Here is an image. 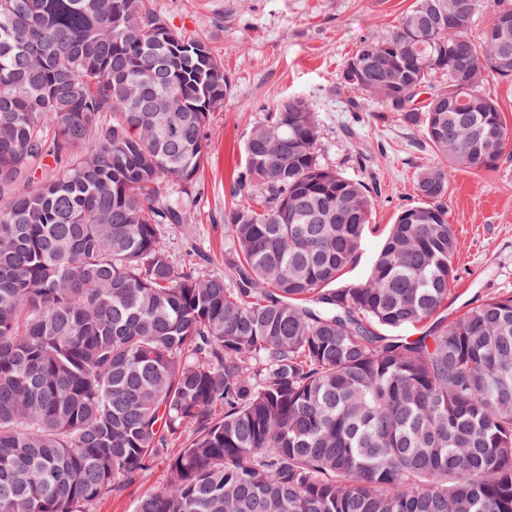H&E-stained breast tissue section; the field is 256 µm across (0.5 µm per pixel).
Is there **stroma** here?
Here are the masks:
<instances>
[{
    "label": "stroma",
    "instance_id": "obj_1",
    "mask_svg": "<svg viewBox=\"0 0 512 512\" xmlns=\"http://www.w3.org/2000/svg\"><path fill=\"white\" fill-rule=\"evenodd\" d=\"M175 30L206 37L224 61L232 94L212 112L206 127L207 159L190 190L168 188L185 215L161 228V240L181 264L203 259L204 269L224 276L234 243L224 214L238 200L231 193L251 128L277 102L300 97L315 112L322 165L378 189L361 258L351 278L362 277L398 210L418 201L415 181L439 159L421 133L395 118L372 119L348 111L338 83L362 41H382L414 0H151ZM448 222L457 237L459 279L448 296L456 316L487 296L512 292V157L492 170L448 169ZM165 463L135 483L97 501L91 512H131L135 501L163 486Z\"/></svg>",
    "mask_w": 512,
    "mask_h": 512
}]
</instances>
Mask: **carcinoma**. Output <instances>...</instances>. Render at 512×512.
Here are the masks:
<instances>
[{
    "mask_svg": "<svg viewBox=\"0 0 512 512\" xmlns=\"http://www.w3.org/2000/svg\"><path fill=\"white\" fill-rule=\"evenodd\" d=\"M460 2L415 0L340 86L495 169L512 130L480 83L512 80V3L477 0L476 43ZM231 93L150 0H0V512H90L160 460L133 512H512V293L447 319L444 168L349 281L373 189L287 97L244 144L227 277L165 248L161 187L194 186Z\"/></svg>",
    "mask_w": 512,
    "mask_h": 512,
    "instance_id": "carcinoma-1",
    "label": "carcinoma"
}]
</instances>
